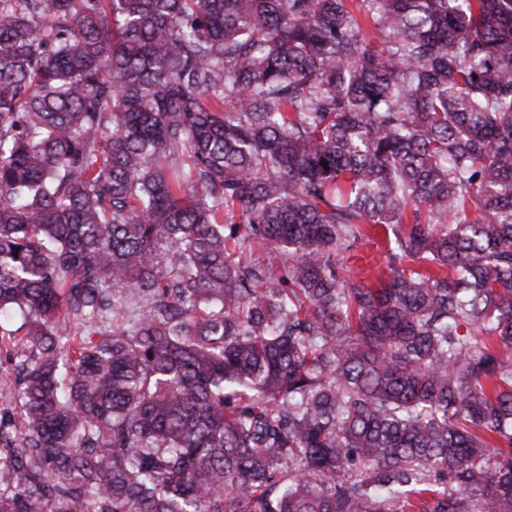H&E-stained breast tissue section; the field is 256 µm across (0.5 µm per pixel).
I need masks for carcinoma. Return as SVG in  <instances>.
Segmentation results:
<instances>
[{
	"mask_svg": "<svg viewBox=\"0 0 512 512\" xmlns=\"http://www.w3.org/2000/svg\"><path fill=\"white\" fill-rule=\"evenodd\" d=\"M0 512H512V0H0ZM381 239V236H377L375 231H372L369 237L357 241L349 251L343 253L341 263L359 276L368 275L369 266H375L377 262H381L380 252L384 251ZM362 271H365V274H362Z\"/></svg>",
	"mask_w": 512,
	"mask_h": 512,
	"instance_id": "1",
	"label": "carcinoma"
}]
</instances>
